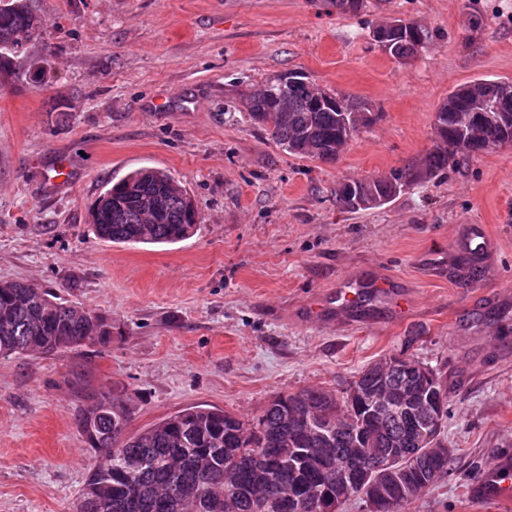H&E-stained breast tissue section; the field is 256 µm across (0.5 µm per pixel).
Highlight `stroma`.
Instances as JSON below:
<instances>
[{"label":"stroma","instance_id":"stroma-1","mask_svg":"<svg viewBox=\"0 0 512 512\" xmlns=\"http://www.w3.org/2000/svg\"><path fill=\"white\" fill-rule=\"evenodd\" d=\"M40 35L0 76V282L55 291L112 321V341L0 357V512H74L95 464L75 411L115 391L136 433L201 405L240 416L276 394L342 390L409 351L448 377L455 461L403 512H512L471 486L512 453V144L378 208L337 207L339 182L387 174L433 146L455 87L512 81V0H30ZM393 18L432 38L399 62L372 38ZM47 61L45 87L26 80ZM368 103L377 119L336 163L289 154L242 118L247 95L289 71ZM71 169L67 187L51 177ZM141 167L194 199L196 232L173 245L98 238L107 182ZM468 224L499 242L475 278H431L419 258ZM386 275L387 299L331 321L313 306L340 279Z\"/></svg>","mask_w":512,"mask_h":512}]
</instances>
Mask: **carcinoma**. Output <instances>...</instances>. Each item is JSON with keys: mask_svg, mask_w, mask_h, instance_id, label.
I'll return each mask as SVG.
<instances>
[{"mask_svg": "<svg viewBox=\"0 0 512 512\" xmlns=\"http://www.w3.org/2000/svg\"><path fill=\"white\" fill-rule=\"evenodd\" d=\"M40 35L29 0H10L0 9V73H15V60ZM432 35L398 20L385 51L405 61L421 53ZM312 82L303 76L288 86V111L281 112L275 96L246 100L245 118L263 128L289 152L324 163L335 162L363 125H349L350 114L370 111L368 104L332 94L317 104ZM503 111L473 123L466 100L456 92L435 113L433 127L443 145L431 149L420 165H405L371 180H353L336 187V203L346 210L361 209L358 199L372 191L390 201L407 189L461 165L468 156L512 143V96ZM121 204L109 208L99 196L91 212L96 235L125 244L177 243L198 223L192 197L170 173L139 168L105 189ZM112 340V322L79 305L56 300L47 290L23 282L0 288V354L51 355ZM441 402L436 406L439 431L432 443L445 442L448 385L435 371ZM133 410L115 393L93 395L77 412V425L96 457L76 503L75 512H312L308 504L320 493H336V481L320 470L336 458L359 457L363 431L377 454L399 449L395 467L428 485L452 471L453 456L434 453L412 435L408 420L397 413L372 422L353 410L349 419L336 418V393L310 388L279 394L252 419L215 408L189 406L126 436ZM260 423L263 430L253 431ZM282 460L273 485H301L303 500L288 505L274 488L257 484V473L269 461ZM237 488L238 497L224 506V486Z\"/></svg>", "mask_w": 512, "mask_h": 512, "instance_id": "cac0c4a2", "label": "carcinoma"}]
</instances>
